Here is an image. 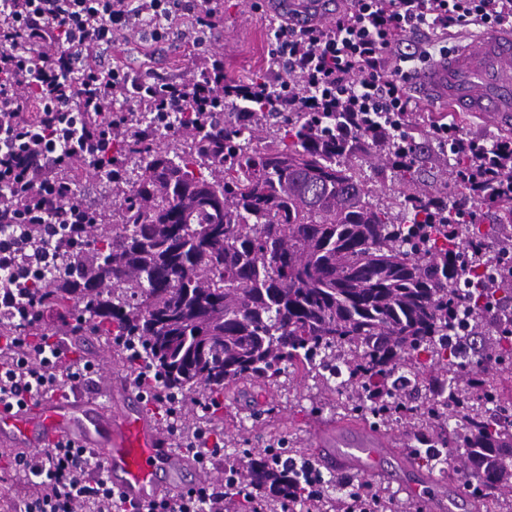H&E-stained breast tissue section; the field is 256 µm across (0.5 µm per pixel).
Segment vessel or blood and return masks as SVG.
<instances>
[{
    "mask_svg": "<svg viewBox=\"0 0 512 512\" xmlns=\"http://www.w3.org/2000/svg\"><path fill=\"white\" fill-rule=\"evenodd\" d=\"M407 85L426 102L512 124V30L486 31L452 54L413 68ZM61 441L100 459L114 489L144 506L165 496L188 465L182 452L168 447L137 396L120 414L78 395L0 410L1 447L43 452ZM364 453L361 471L373 475L382 471L391 450L374 439Z\"/></svg>",
    "mask_w": 512,
    "mask_h": 512,
    "instance_id": "b4317fda",
    "label": "vessel or blood"
}]
</instances>
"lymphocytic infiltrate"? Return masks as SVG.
<instances>
[{
	"mask_svg": "<svg viewBox=\"0 0 512 512\" xmlns=\"http://www.w3.org/2000/svg\"><path fill=\"white\" fill-rule=\"evenodd\" d=\"M183 10L182 0H0L1 324L16 322L17 294L68 250L56 218L80 205L62 173L90 151L108 149L115 129H132L134 113L167 119L263 96L278 112L346 113V136L378 112L399 128L418 102L407 90L398 46L420 32L512 29V0H351L330 26L276 29L274 57L284 73L271 85L227 78L218 58L191 79L162 83L84 64L91 50L111 44L136 20L159 27ZM32 96L40 107L35 114L26 110ZM455 138L476 166L495 161L512 196V138L489 145ZM34 221L46 225L36 245L26 229ZM91 370L63 358L58 343L34 349L28 337L0 336V408L61 393L63 382L78 383ZM11 470L22 483L14 512H225L223 491L209 485L141 506L112 489L102 464L68 441L16 456Z\"/></svg>",
	"mask_w": 512,
	"mask_h": 512,
	"instance_id": "obj_1",
	"label": "lymphocytic infiltrate"
}]
</instances>
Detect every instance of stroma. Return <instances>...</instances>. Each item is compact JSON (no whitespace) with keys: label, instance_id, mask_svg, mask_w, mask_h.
<instances>
[{"label":"stroma","instance_id":"obj_1","mask_svg":"<svg viewBox=\"0 0 512 512\" xmlns=\"http://www.w3.org/2000/svg\"><path fill=\"white\" fill-rule=\"evenodd\" d=\"M287 21L286 14L277 11L274 0H224V21L205 42L195 43L180 29L157 40L152 38L149 27L137 25L117 35L112 45L96 51L95 57L134 75L171 80L188 77L193 68L203 66L216 55L223 57L228 78L270 80L277 70L272 62L274 32ZM73 352L92 365L87 383L112 408H126L129 396L146 395L151 418L166 431L169 447H176L177 435L166 430L169 419L164 405L157 402L154 392L144 391L136 383V374L127 367L115 340L87 336ZM318 401L313 381L296 376L278 388L263 391L244 383L226 393L223 450L219 458L209 463V470L220 474L226 465H246L251 450L266 446L283 449L288 456L297 452L312 454L322 432L336 421L333 410L316 412ZM385 466L391 480L374 479V487L384 489L397 512H415L419 502L406 486L413 478L424 476V469L408 464L398 453L391 454Z\"/></svg>","mask_w":512,"mask_h":512}]
</instances>
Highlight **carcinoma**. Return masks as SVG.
I'll list each match as a JSON object with an SVG mask.
<instances>
[{
    "instance_id": "carcinoma-1",
    "label": "carcinoma",
    "mask_w": 512,
    "mask_h": 512,
    "mask_svg": "<svg viewBox=\"0 0 512 512\" xmlns=\"http://www.w3.org/2000/svg\"><path fill=\"white\" fill-rule=\"evenodd\" d=\"M224 120L219 108L175 116L186 149L150 112L112 138L111 157L81 159L64 177L91 170L106 179L112 209L85 208L72 225L76 275L48 272L21 292L31 323L55 310L66 336L124 340L128 367L151 368L146 386L172 395L200 388L210 423L224 427V389L241 380L279 385L284 367L303 372L336 416L382 434L402 431L407 459L443 471L471 469L466 492L485 512L512 507V363L497 356L512 335V268L478 272L512 251V197L500 181L479 176L467 154L436 145L428 159L443 167L440 189L419 187L414 135L398 137L381 123L375 139L337 137L341 114L268 109ZM279 116L254 143L255 125ZM386 161L401 185L381 205L363 165ZM479 198L500 202L484 232L472 210ZM470 276L474 295L456 294ZM469 359L448 362V347ZM348 374L345 397L336 369ZM242 483L224 489L243 500L247 488L273 499L317 501L327 482L308 477L314 463L284 472L272 448H257ZM336 498H369L385 512L386 497L344 483Z\"/></svg>"
}]
</instances>
